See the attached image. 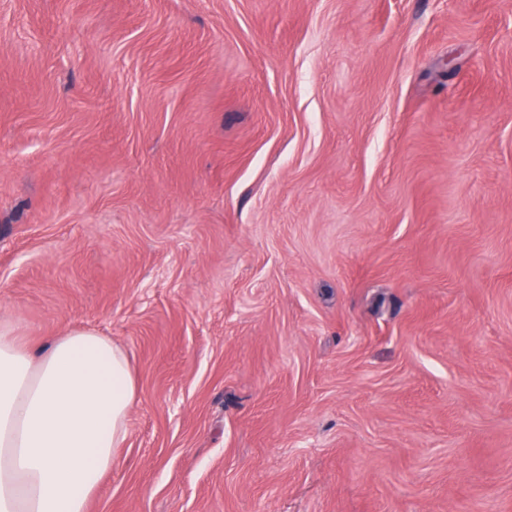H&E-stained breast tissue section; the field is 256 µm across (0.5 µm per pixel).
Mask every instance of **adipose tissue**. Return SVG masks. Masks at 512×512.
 Here are the masks:
<instances>
[{"instance_id":"adipose-tissue-1","label":"adipose tissue","mask_w":512,"mask_h":512,"mask_svg":"<svg viewBox=\"0 0 512 512\" xmlns=\"http://www.w3.org/2000/svg\"><path fill=\"white\" fill-rule=\"evenodd\" d=\"M135 397L125 352L92 330L0 336V512H88Z\"/></svg>"}]
</instances>
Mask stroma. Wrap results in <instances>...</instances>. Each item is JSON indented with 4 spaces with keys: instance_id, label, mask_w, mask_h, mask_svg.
Returning <instances> with one entry per match:
<instances>
[{
    "instance_id": "stroma-1",
    "label": "stroma",
    "mask_w": 512,
    "mask_h": 512,
    "mask_svg": "<svg viewBox=\"0 0 512 512\" xmlns=\"http://www.w3.org/2000/svg\"><path fill=\"white\" fill-rule=\"evenodd\" d=\"M73 328L88 512H512V0H0V332Z\"/></svg>"
}]
</instances>
